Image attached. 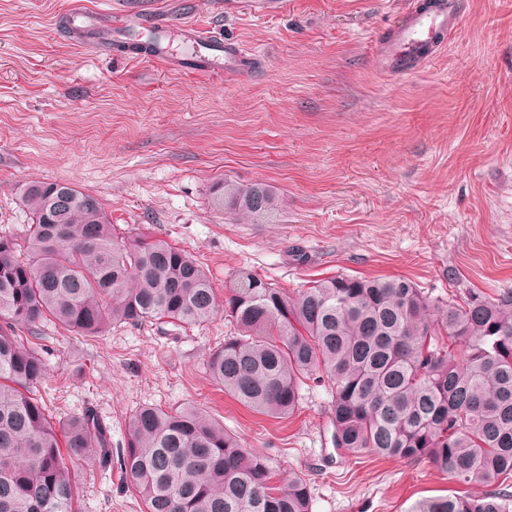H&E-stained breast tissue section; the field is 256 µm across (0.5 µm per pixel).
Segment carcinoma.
Segmentation results:
<instances>
[{
	"label": "carcinoma",
	"mask_w": 512,
	"mask_h": 512,
	"mask_svg": "<svg viewBox=\"0 0 512 512\" xmlns=\"http://www.w3.org/2000/svg\"><path fill=\"white\" fill-rule=\"evenodd\" d=\"M20 199L27 246L0 236V512H77L73 461L112 465L93 410L54 421L36 396L47 363L30 336L47 317L96 338L117 323L199 327L221 309L233 332L206 369L225 394L288 419L316 382L341 454L425 461L456 484L497 486L410 512H512L511 290L443 303L405 277L341 273L290 293L241 269L221 304L197 259L163 239L119 236L96 197L33 181ZM211 206L258 224L280 215L262 182H220ZM119 460L144 512H312L304 478H284L199 407H141Z\"/></svg>",
	"instance_id": "cac0c4a2"
}]
</instances>
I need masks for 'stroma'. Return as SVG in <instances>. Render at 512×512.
Listing matches in <instances>:
<instances>
[{
    "label": "stroma",
    "instance_id": "35a3bbf8",
    "mask_svg": "<svg viewBox=\"0 0 512 512\" xmlns=\"http://www.w3.org/2000/svg\"><path fill=\"white\" fill-rule=\"evenodd\" d=\"M404 2L291 0L261 15L227 0H0V235L27 238L22 185L59 181L97 197L119 231L199 259L220 295L241 269L288 291L336 273L402 276L441 301L512 290V0H459L437 57L389 76L375 48ZM158 4L174 27L240 42L244 76L118 53L119 13ZM76 6L96 12L89 29L72 25ZM222 179L271 185L281 223L213 212ZM230 330L219 316L89 339L47 322L38 393L61 419L94 409L116 449L140 407H202L305 478L312 512H409L453 490L423 462L339 457L324 387L288 419L224 395L205 364ZM76 470L79 512H142L117 469Z\"/></svg>",
    "mask_w": 512,
    "mask_h": 512
}]
</instances>
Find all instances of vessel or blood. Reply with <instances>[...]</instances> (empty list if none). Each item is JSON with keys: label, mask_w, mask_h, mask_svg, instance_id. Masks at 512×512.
<instances>
[{"label": "vessel or blood", "mask_w": 512, "mask_h": 512, "mask_svg": "<svg viewBox=\"0 0 512 512\" xmlns=\"http://www.w3.org/2000/svg\"><path fill=\"white\" fill-rule=\"evenodd\" d=\"M459 25L460 15L453 0H441L433 9L425 8L421 0H411L401 21L394 26L391 39L380 51L383 71L399 75L422 67ZM186 32L200 51L194 66L197 74L221 77L240 72L245 54L240 43L198 27H187Z\"/></svg>", "instance_id": "vessel-or-blood-1"}]
</instances>
